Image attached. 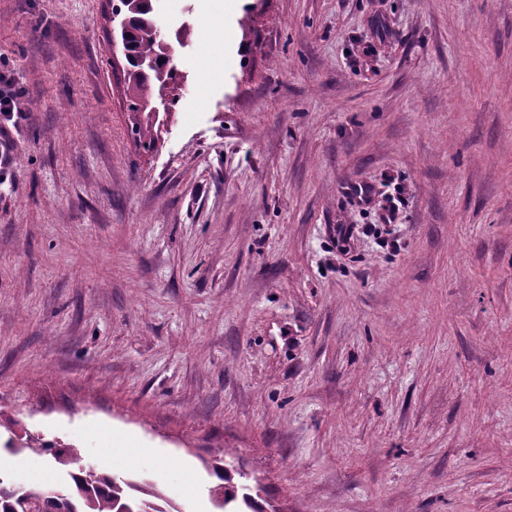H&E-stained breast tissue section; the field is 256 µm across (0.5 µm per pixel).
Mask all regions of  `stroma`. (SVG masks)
Segmentation results:
<instances>
[{"label": "stroma", "mask_w": 512, "mask_h": 512, "mask_svg": "<svg viewBox=\"0 0 512 512\" xmlns=\"http://www.w3.org/2000/svg\"><path fill=\"white\" fill-rule=\"evenodd\" d=\"M105 2L0 0V457L183 512L225 455L265 512H512V0H153L192 35L150 153ZM23 98V90L18 87L11 78L0 74V114L5 117V121L12 122V126L16 127L17 119L21 116V108L19 107ZM16 115V119H14Z\"/></svg>", "instance_id": "1"}]
</instances>
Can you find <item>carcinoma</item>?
Masks as SVG:
<instances>
[{
	"mask_svg": "<svg viewBox=\"0 0 512 512\" xmlns=\"http://www.w3.org/2000/svg\"><path fill=\"white\" fill-rule=\"evenodd\" d=\"M121 2L124 16L130 19L129 27L119 38L130 67L126 98L132 132L135 141L150 151L159 141V123L147 104L164 97V112L172 113L181 91V82L171 65L174 45H187L191 32L184 25L172 40L156 20L152 0ZM7 450L13 455L50 456V465L57 474L66 476L67 482L51 486L52 494L42 497L35 495L33 488L0 474V512H181L161 493H151V501L141 499L134 495L138 487L133 482L83 466L82 452L75 446L59 447L26 431L10 440ZM212 470L221 482L208 488V493L222 508H235L240 501L250 512H264L259 496L233 483L231 461L217 459Z\"/></svg>",
	"mask_w": 512,
	"mask_h": 512,
	"instance_id": "obj_1",
	"label": "carcinoma"
}]
</instances>
